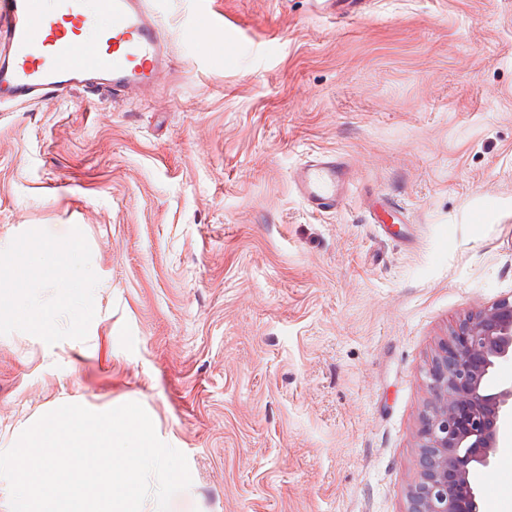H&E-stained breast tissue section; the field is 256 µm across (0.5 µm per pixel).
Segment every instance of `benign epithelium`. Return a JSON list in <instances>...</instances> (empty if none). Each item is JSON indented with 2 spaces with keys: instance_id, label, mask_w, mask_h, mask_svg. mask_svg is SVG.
<instances>
[{
  "instance_id": "obj_1",
  "label": "benign epithelium",
  "mask_w": 512,
  "mask_h": 512,
  "mask_svg": "<svg viewBox=\"0 0 512 512\" xmlns=\"http://www.w3.org/2000/svg\"><path fill=\"white\" fill-rule=\"evenodd\" d=\"M512 361V300L464 318L438 345L426 372L431 401L420 418L419 468L407 512H480L469 476L488 468L512 420V386L494 370Z\"/></svg>"
}]
</instances>
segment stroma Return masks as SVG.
<instances>
[{"instance_id":"stroma-1","label":"stroma","mask_w":512,"mask_h":512,"mask_svg":"<svg viewBox=\"0 0 512 512\" xmlns=\"http://www.w3.org/2000/svg\"><path fill=\"white\" fill-rule=\"evenodd\" d=\"M199 5L161 0L152 98L0 112V300L32 246L56 324L0 321V448L137 402L188 461L170 512H406L435 347L512 296V0H206L216 65ZM323 152L353 180L318 214L290 174ZM386 199L408 223H371ZM66 240L61 282L41 263ZM195 29L206 37L203 44L205 54L211 60L219 61L224 54V22L198 10L195 16Z\"/></svg>"}]
</instances>
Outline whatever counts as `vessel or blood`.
Listing matches in <instances>:
<instances>
[{"label": "vessel or blood", "instance_id": "b4317fda", "mask_svg": "<svg viewBox=\"0 0 512 512\" xmlns=\"http://www.w3.org/2000/svg\"><path fill=\"white\" fill-rule=\"evenodd\" d=\"M205 54H224V23L197 11ZM172 69L156 0H0V108L41 105L78 91L119 103L150 93ZM313 212L347 199L343 158L319 154L294 169Z\"/></svg>", "mask_w": 512, "mask_h": 512}]
</instances>
